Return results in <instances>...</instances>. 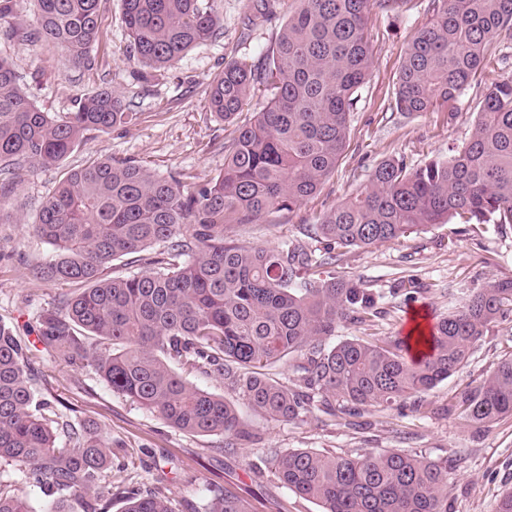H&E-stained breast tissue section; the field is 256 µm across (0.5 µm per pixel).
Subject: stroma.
I'll list each match as a JSON object with an SVG mask.
<instances>
[{
  "instance_id": "obj_1",
  "label": "stroma",
  "mask_w": 512,
  "mask_h": 512,
  "mask_svg": "<svg viewBox=\"0 0 512 512\" xmlns=\"http://www.w3.org/2000/svg\"><path fill=\"white\" fill-rule=\"evenodd\" d=\"M250 4L218 0V36L146 81L139 79L138 64L126 52L119 0H102L105 20L95 46L96 70L74 67L64 52L47 43L33 44L20 36L0 40V56L13 63L24 78V91L43 111L64 116L77 96L106 87L139 114L133 124L87 133L62 164L17 169L12 192L0 199V321L13 325L34 351L38 399L94 422L111 437L113 481L126 479L144 490L164 487L175 512H196L213 489L230 490L246 500L252 512H322L319 502L296 496L272 470V453L296 449L333 455L400 450L444 460L449 512H495L499 498L512 489V417L480 428L466 423L449 405L512 356V315L490 328L460 372L401 408L365 406L343 418L314 408L297 420L275 422L254 412L222 377L189 373L191 384L231 402L242 429L252 434V441L231 447L221 436H193L167 427L155 414L112 392L94 370L69 365L39 349L37 315L61 293L75 290L71 284L36 283L29 277L31 268L52 257L51 246L32 230L43 199L66 172L101 155L145 165L164 177L178 173L189 184L220 173L225 141L238 126L253 120L268 93L260 91L235 121L225 122L211 112L207 88L225 62L242 56L264 58L300 0H274L268 21L248 32L244 21ZM428 18L427 0H404L396 12L369 11L366 27L374 64L350 113L345 148L334 172L293 211L269 212L256 224L225 225L226 240L253 247L287 241L319 252L322 245L306 234V226L367 188L381 162L402 158L418 165L448 157L468 141L476 104L497 73L476 76L452 118L443 111L409 114L389 107L407 41ZM332 271L372 292L380 312L369 326L341 323L337 339L384 342L406 332L410 314L436 320L472 292L511 280L512 229L434 224L379 246L340 249L335 267L321 269L325 275Z\"/></svg>"
}]
</instances>
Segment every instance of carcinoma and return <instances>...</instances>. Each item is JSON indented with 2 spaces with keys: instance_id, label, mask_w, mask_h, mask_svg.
<instances>
[{
  "instance_id": "carcinoma-1",
  "label": "carcinoma",
  "mask_w": 512,
  "mask_h": 512,
  "mask_svg": "<svg viewBox=\"0 0 512 512\" xmlns=\"http://www.w3.org/2000/svg\"><path fill=\"white\" fill-rule=\"evenodd\" d=\"M20 0H0L3 36L24 22ZM32 42L61 48L72 64L94 69L104 17L101 0H31ZM217 0H121L129 52L144 80L173 67L219 27ZM402 0H301L261 62L232 59L211 85V111L230 121L261 89L272 90L255 119L224 142V170L187 187L146 166L100 156L69 171L42 203L33 232L54 251L32 271L36 282L82 286L37 316L43 351L89 367L172 429L250 438L234 405L191 386L174 368L217 374L257 413L289 422L314 406L343 414L365 405L391 407L459 372L491 324L512 312V281L468 296L425 337L397 336L381 345L360 338L336 343L343 320L377 316L372 294L351 279L319 278L336 250L373 247L414 228L451 219L512 227V74L477 102L469 140L446 159L410 167L382 162L364 191L332 206L308 236L314 255L284 243L247 247L224 242V225L257 224L291 211L336 168L348 117L373 65L366 29L370 8L394 11ZM270 0H254L248 24L268 20ZM429 23L415 31L398 68L393 108L430 112L456 104L477 73L512 68V0H429ZM137 113L108 88L75 100L56 119L23 90V77L0 56V172L27 162L59 164L90 131L131 124ZM157 243L166 249L141 253ZM138 255L146 269L108 276L112 262ZM31 349L0 322V462L25 483L60 498L48 512H174L160 488L103 484L112 471V438L50 410L33 388ZM293 354L302 358L290 388L263 370ZM466 422L489 426L512 417V357L460 395ZM62 429L66 443L56 441ZM279 480L323 512H448V461L388 451L328 455L311 449L275 454ZM0 512H31L10 484H0ZM202 512H250L229 490Z\"/></svg>"
}]
</instances>
